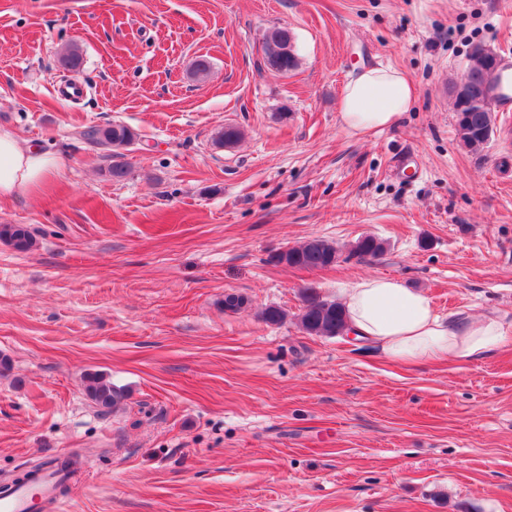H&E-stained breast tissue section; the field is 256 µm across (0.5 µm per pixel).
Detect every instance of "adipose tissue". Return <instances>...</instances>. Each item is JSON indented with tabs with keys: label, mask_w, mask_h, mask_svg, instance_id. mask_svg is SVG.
I'll return each mask as SVG.
<instances>
[{
	"label": "adipose tissue",
	"mask_w": 512,
	"mask_h": 512,
	"mask_svg": "<svg viewBox=\"0 0 512 512\" xmlns=\"http://www.w3.org/2000/svg\"><path fill=\"white\" fill-rule=\"evenodd\" d=\"M414 96L413 85L400 71L363 69L343 90L341 124L352 133L392 126L409 110ZM59 173L55 157L12 132L0 131V201L39 192ZM341 304L350 333L371 342L394 363H471L512 343V330L497 316H440L425 292L390 277L360 281L343 294Z\"/></svg>",
	"instance_id": "adipose-tissue-1"
}]
</instances>
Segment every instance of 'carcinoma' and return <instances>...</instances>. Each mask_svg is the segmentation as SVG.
Returning a JSON list of instances; mask_svg holds the SVG:
<instances>
[{"mask_svg":"<svg viewBox=\"0 0 512 512\" xmlns=\"http://www.w3.org/2000/svg\"><path fill=\"white\" fill-rule=\"evenodd\" d=\"M262 53L264 65L277 72L286 74L298 67L299 58L293 38L285 27L268 30ZM466 66L471 71V87L466 99L454 100L456 127L461 146L478 150L488 144L489 127L494 125L488 94L497 66L487 65L475 56L467 59ZM81 137L87 143L110 152L130 144L135 134L128 127L115 124L103 128L90 127L82 132ZM0 241L19 252H28L36 244L33 233L23 224H0ZM353 251L360 257L374 258L383 253L384 242L373 236H365L357 241ZM337 259L336 246L319 238L309 239L275 256L278 263L306 269L330 267ZM301 297L298 321L306 333L320 336L345 334L343 309L339 303L324 298L313 285L304 288ZM85 393L93 403L107 409L118 407L126 398L123 390L112 386V382L99 373L86 376Z\"/></svg>","mask_w":512,"mask_h":512,"instance_id":"carcinoma-1","label":"carcinoma"}]
</instances>
